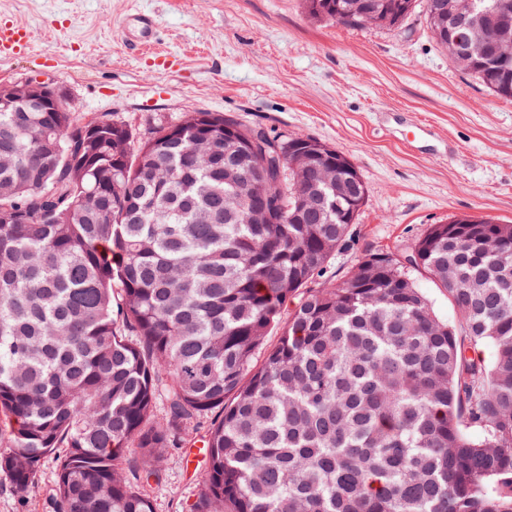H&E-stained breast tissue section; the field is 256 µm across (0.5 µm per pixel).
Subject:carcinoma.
I'll use <instances>...</instances> for the list:
<instances>
[{"label":"carcinoma","instance_id":"carcinoma-1","mask_svg":"<svg viewBox=\"0 0 512 512\" xmlns=\"http://www.w3.org/2000/svg\"><path fill=\"white\" fill-rule=\"evenodd\" d=\"M305 2L362 28L417 0ZM423 2L449 60L512 98V0H476L467 45L438 19L451 0ZM182 119L177 137L162 122L142 138L108 115L0 110V471L14 491L54 455L53 512H154L167 449L217 412L191 512H512V224H432L406 260L367 250L337 280L368 194L353 163L320 161L347 183L333 209L316 174L286 175L297 138ZM226 129L280 154L238 156ZM255 191L290 215L300 192L311 202L298 223L253 224ZM412 274L418 288H421L428 297L436 315L440 319L448 321V324L450 325L457 323L458 314L448 300V293H446L442 288H438L437 285L426 275L418 272H413Z\"/></svg>","mask_w":512,"mask_h":512}]
</instances>
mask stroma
I'll return each mask as SVG.
<instances>
[{"mask_svg": "<svg viewBox=\"0 0 512 512\" xmlns=\"http://www.w3.org/2000/svg\"><path fill=\"white\" fill-rule=\"evenodd\" d=\"M158 24L136 45L135 18ZM33 49L0 57V84L38 78L79 116L111 114L148 133L186 112H220L273 135L318 139L346 155L368 188L343 277L369 249L406 254L429 225L486 216L512 223V99L457 68L422 10L393 26L310 18L304 0H0V24ZM197 436L168 449L148 493L155 512H189L204 472L187 467ZM57 461L28 492L0 472V512H51Z\"/></svg>", "mask_w": 512, "mask_h": 512, "instance_id": "1", "label": "stroma"}]
</instances>
